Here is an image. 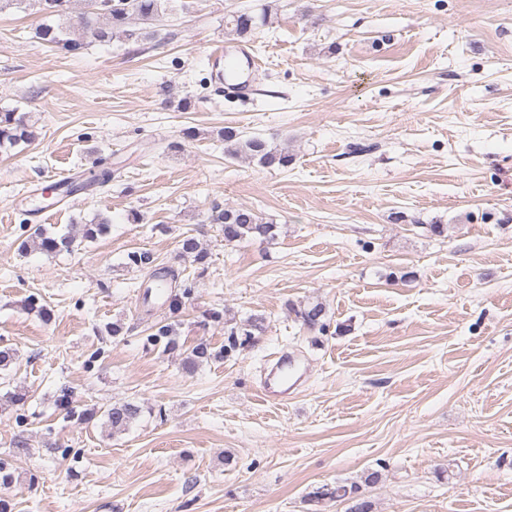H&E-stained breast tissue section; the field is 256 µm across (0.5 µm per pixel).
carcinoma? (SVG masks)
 Masks as SVG:
<instances>
[{"label":"carcinoma","mask_w":512,"mask_h":512,"mask_svg":"<svg viewBox=\"0 0 512 512\" xmlns=\"http://www.w3.org/2000/svg\"><path fill=\"white\" fill-rule=\"evenodd\" d=\"M40 12L46 18L59 19L69 17L72 0H36ZM166 0H85V10L80 13L74 23H44L36 29V35L41 40L51 44L55 50L62 54L75 55L86 47V38L93 37L100 41L113 38L131 40L136 32L128 29L129 21L133 18L150 24L159 20L165 14ZM268 11H263L260 17L241 13L224 17V29L228 33L245 38L258 26L266 22ZM219 137L224 141V155L230 159H247L255 161L262 166H277L286 168L292 163V157L257 136L244 137L231 128L219 131ZM33 138L32 131L26 123L25 116L15 111L0 113V148L15 147L22 142H29ZM215 221L223 225L224 242L232 244L242 242L254 237L272 238L275 236L277 225L264 220L261 214L248 207H226L217 212ZM111 222L107 218H100L90 224H71L62 233H51L47 229L37 226L22 242L24 250H40L47 254H57L72 249L76 238L94 241L108 233ZM179 273L168 268L156 269L151 274L154 288L161 289V284L169 288L177 287L176 279ZM297 315L308 324H316L325 315V307L321 303H310L297 311ZM251 332L242 327L229 329L227 345L223 348V355L237 350L246 343V337ZM146 341L157 346L164 344V350L170 351L177 347L175 329L170 324H157L152 328ZM59 407L68 420L79 423H89L96 417L91 410H77L72 406L68 392H63ZM142 414V407L133 402H119L102 411V425L114 435L130 429ZM358 486L347 487L338 484L326 491H316L313 497L319 499L346 500L355 493Z\"/></svg>","instance_id":"1"}]
</instances>
